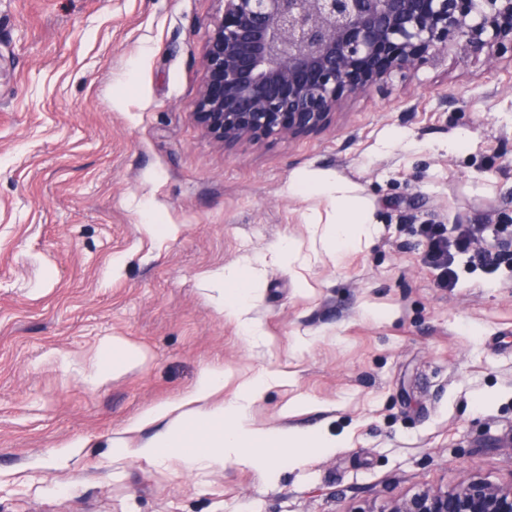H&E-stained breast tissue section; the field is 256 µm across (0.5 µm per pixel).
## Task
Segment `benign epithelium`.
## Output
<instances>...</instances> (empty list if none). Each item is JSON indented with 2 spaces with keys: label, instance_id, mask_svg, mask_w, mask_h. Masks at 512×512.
Here are the masks:
<instances>
[{
  "label": "benign epithelium",
  "instance_id": "7a95c632",
  "mask_svg": "<svg viewBox=\"0 0 512 512\" xmlns=\"http://www.w3.org/2000/svg\"><path fill=\"white\" fill-rule=\"evenodd\" d=\"M450 46L512 53V0H224L196 116L227 148L297 136ZM388 512H512V484L472 480Z\"/></svg>",
  "mask_w": 512,
  "mask_h": 512
}]
</instances>
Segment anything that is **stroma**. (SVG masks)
<instances>
[{
  "mask_svg": "<svg viewBox=\"0 0 512 512\" xmlns=\"http://www.w3.org/2000/svg\"><path fill=\"white\" fill-rule=\"evenodd\" d=\"M223 11L0 0V512H386L475 476L512 481V233L486 242L499 266L456 253L450 288L421 233L512 224V57L452 46L318 131L227 148L194 116ZM303 172L350 183L374 236L326 248L336 210L291 191ZM283 240L298 247L289 266L268 260ZM261 259L255 344L210 281ZM113 336L146 360L90 387ZM209 365L228 399L240 376L281 373L256 426L317 428L337 449L299 467L268 457L270 481L231 461L185 472L114 454L130 419Z\"/></svg>",
  "mask_w": 512,
  "mask_h": 512,
  "instance_id": "stroma-1",
  "label": "stroma"
}]
</instances>
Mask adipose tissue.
Instances as JSON below:
<instances>
[{"label": "adipose tissue", "instance_id": "obj_1", "mask_svg": "<svg viewBox=\"0 0 512 512\" xmlns=\"http://www.w3.org/2000/svg\"><path fill=\"white\" fill-rule=\"evenodd\" d=\"M334 203L338 219L331 229L330 242L342 248L358 237L372 233L371 219L350 187L338 176L303 175L292 184ZM212 286L219 293L218 306L225 315L238 321L244 335L259 340L264 332L249 318L248 312L262 288L259 269L249 265L230 266L214 274ZM144 361L143 353L119 336L105 340L85 381L101 385ZM278 372L265 371L242 378L233 399L224 397V370L208 367L197 376L192 387L175 402L157 403L131 424L132 429L153 427V435L133 447L122 437L112 440L116 452L134 454L156 464H176L186 471L220 469L231 460L246 467L263 468L266 477H275L265 465L268 455H277L285 464L297 467L313 449L333 451L336 440L317 430H264L255 426L252 406L271 386L281 384Z\"/></svg>", "mask_w": 512, "mask_h": 512}]
</instances>
